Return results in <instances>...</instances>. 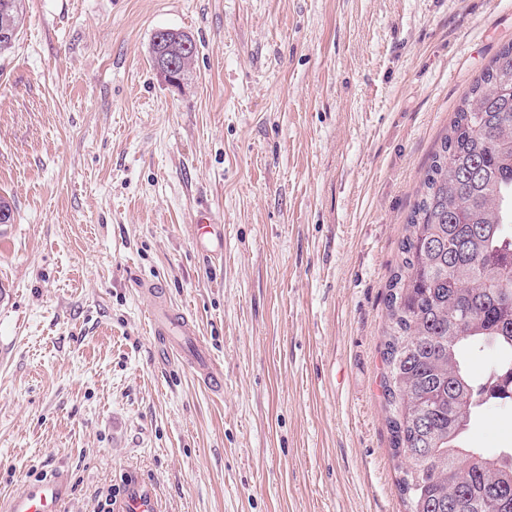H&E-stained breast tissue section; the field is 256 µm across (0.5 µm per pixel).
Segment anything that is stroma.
I'll list each match as a JSON object with an SVG mask.
<instances>
[{"label":"stroma","instance_id":"stroma-1","mask_svg":"<svg viewBox=\"0 0 512 512\" xmlns=\"http://www.w3.org/2000/svg\"><path fill=\"white\" fill-rule=\"evenodd\" d=\"M197 53L166 85L151 39ZM512 0H26L0 55V512L141 484L160 512H405L381 387L387 283ZM208 209L218 258L195 245ZM193 318L211 395L140 279ZM512 449V408L466 434ZM150 321L154 329V336H158L159 341L164 344L167 353H169L166 344L171 347V353L180 357H187L197 371L198 377L203 386L212 393L224 392V374L210 362L209 354L206 349L198 344L193 347H182L181 341L177 336H195L192 328L193 321L188 316L168 304L164 307L155 306L150 312ZM67 494L66 478L53 475L23 486L9 500L6 512H62Z\"/></svg>","mask_w":512,"mask_h":512}]
</instances>
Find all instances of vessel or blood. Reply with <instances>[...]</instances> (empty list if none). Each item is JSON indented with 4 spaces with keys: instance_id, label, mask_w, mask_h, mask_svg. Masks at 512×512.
I'll use <instances>...</instances> for the list:
<instances>
[{
    "instance_id": "obj_1",
    "label": "vessel or blood",
    "mask_w": 512,
    "mask_h": 512,
    "mask_svg": "<svg viewBox=\"0 0 512 512\" xmlns=\"http://www.w3.org/2000/svg\"><path fill=\"white\" fill-rule=\"evenodd\" d=\"M150 321L155 336L162 344L171 347L174 355L188 359L197 371L203 386L214 393L224 390V374L209 359L206 349L200 346L182 347L181 337L193 335L192 321L173 306L153 307ZM68 494L66 478L54 475L23 486L10 499L7 512H62L61 505ZM122 512H159L157 502L150 492L130 489L121 506Z\"/></svg>"
}]
</instances>
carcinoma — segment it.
<instances>
[{
    "label": "carcinoma",
    "instance_id": "obj_1",
    "mask_svg": "<svg viewBox=\"0 0 512 512\" xmlns=\"http://www.w3.org/2000/svg\"><path fill=\"white\" fill-rule=\"evenodd\" d=\"M24 0H0V54ZM389 283L385 396L408 512H512V451L463 447L476 415L512 404V43L474 81L407 218ZM498 351L475 378L470 356Z\"/></svg>",
    "mask_w": 512,
    "mask_h": 512
}]
</instances>
